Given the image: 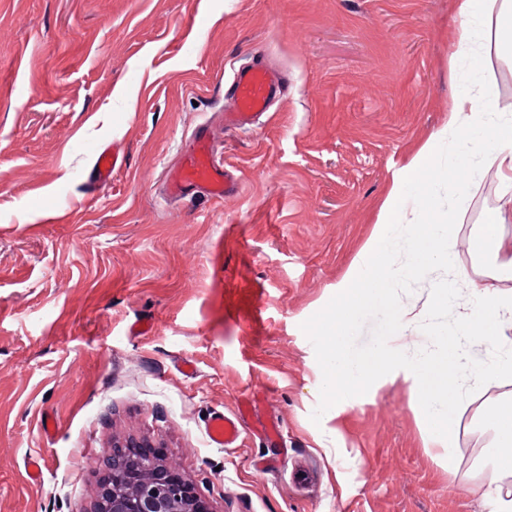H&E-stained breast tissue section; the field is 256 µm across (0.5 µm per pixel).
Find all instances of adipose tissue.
Segmentation results:
<instances>
[{"mask_svg":"<svg viewBox=\"0 0 512 512\" xmlns=\"http://www.w3.org/2000/svg\"><path fill=\"white\" fill-rule=\"evenodd\" d=\"M457 17L475 20V27L452 28L448 41L455 49L485 39L484 22L496 20L506 23L512 17V0H452ZM483 128L481 141L472 143L470 156L494 170L502 195L512 199V116L505 118L495 109H478L474 100L466 95L455 97L448 105L446 132L433 134L404 169V178L415 187L425 186L429 175L438 168L439 160L447 147L448 134L457 140H465L470 130ZM412 209L408 199L394 190L385 199L369 244L360 258L344 275L343 288L336 291V314L345 316L357 309L367 289L378 288L389 275V247L395 239L398 227H407L409 246H422L430 251L434 259H447L454 248V240L448 234V218L436 214L430 199L422 201L420 221L410 218ZM512 475V455H498L495 467L489 471L482 483V497L486 512H512V497L500 491L503 478Z\"/></svg>","mask_w":512,"mask_h":512,"instance_id":"1","label":"adipose tissue"}]
</instances>
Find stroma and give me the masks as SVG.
<instances>
[{
    "label": "stroma",
    "mask_w": 512,
    "mask_h": 512,
    "mask_svg": "<svg viewBox=\"0 0 512 512\" xmlns=\"http://www.w3.org/2000/svg\"><path fill=\"white\" fill-rule=\"evenodd\" d=\"M451 0H0V512H88L96 461L150 439L212 512H482L495 460L484 414L456 420L449 473L407 370L320 423L323 376L301 323L367 243L404 166L457 95L512 102V36L449 66ZM286 84L227 129L234 70ZM239 181L208 200L163 180L200 128ZM123 165L98 185L99 147ZM454 143L429 187L460 282L512 293L472 226L512 206ZM475 178L465 198L446 175ZM246 415L213 447L204 415ZM45 467L32 480L27 460Z\"/></svg>",
    "instance_id": "stroma-1"
}]
</instances>
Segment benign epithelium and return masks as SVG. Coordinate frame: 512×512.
Masks as SVG:
<instances>
[{"label":"benign epithelium","mask_w":512,"mask_h":512,"mask_svg":"<svg viewBox=\"0 0 512 512\" xmlns=\"http://www.w3.org/2000/svg\"><path fill=\"white\" fill-rule=\"evenodd\" d=\"M96 469L101 478L92 512H212L193 482L147 441L114 444Z\"/></svg>","instance_id":"7a95c632"}]
</instances>
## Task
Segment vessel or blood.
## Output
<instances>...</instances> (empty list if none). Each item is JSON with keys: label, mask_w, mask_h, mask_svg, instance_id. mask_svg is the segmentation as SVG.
I'll return each mask as SVG.
<instances>
[{"label": "vessel or blood", "mask_w": 512, "mask_h": 512, "mask_svg": "<svg viewBox=\"0 0 512 512\" xmlns=\"http://www.w3.org/2000/svg\"><path fill=\"white\" fill-rule=\"evenodd\" d=\"M236 109L227 113L226 122L234 127L250 125L265 111L269 100L280 93L282 78L262 66L256 65L237 71L233 80ZM120 162L111 149L99 152L94 178L97 183L111 181ZM233 186V179L224 165L214 156L206 133H197L192 145L184 152L180 165L168 175L167 189L170 196L178 198L188 194H198L207 198L223 197ZM209 442L218 448L233 445L240 433L237 417L216 411L209 415L205 423Z\"/></svg>", "instance_id": "b4317fda"}]
</instances>
